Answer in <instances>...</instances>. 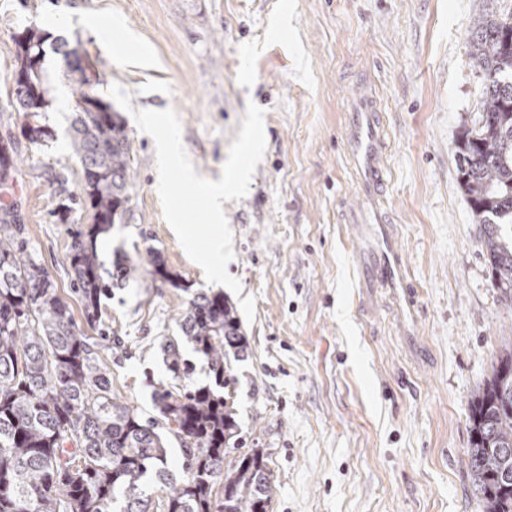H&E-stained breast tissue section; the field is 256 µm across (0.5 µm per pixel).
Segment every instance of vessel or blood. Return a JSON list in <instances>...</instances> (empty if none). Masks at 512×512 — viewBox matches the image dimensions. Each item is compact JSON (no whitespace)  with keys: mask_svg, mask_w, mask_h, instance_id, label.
I'll return each instance as SVG.
<instances>
[{"mask_svg":"<svg viewBox=\"0 0 512 512\" xmlns=\"http://www.w3.org/2000/svg\"><path fill=\"white\" fill-rule=\"evenodd\" d=\"M380 112V104L372 92L363 90L357 94L347 125L351 174L368 204L363 222L369 225L379 246L380 255L372 273L381 287L394 290L401 311L413 319L418 311V290L412 283L405 257L394 246L391 226L379 203L388 187L386 131Z\"/></svg>","mask_w":512,"mask_h":512,"instance_id":"obj_1","label":"vessel or blood"}]
</instances>
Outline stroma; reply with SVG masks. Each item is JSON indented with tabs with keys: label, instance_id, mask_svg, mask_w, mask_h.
<instances>
[{
	"label": "stroma",
	"instance_id": "obj_1",
	"mask_svg": "<svg viewBox=\"0 0 512 512\" xmlns=\"http://www.w3.org/2000/svg\"><path fill=\"white\" fill-rule=\"evenodd\" d=\"M484 0H0V105L9 106L14 35L37 25L80 42L101 95L120 85L136 110L174 109L198 175L217 181L248 103L265 112L266 152L241 200L225 202L227 271L255 297L247 352L230 394L240 433L267 459L268 512H482L467 450L469 405L503 347L512 302L490 286L480 225L457 178L455 141L471 126L481 80L467 59ZM53 138L14 143L15 199L28 236L73 311L70 225L54 212L79 192L69 151L73 88L47 57ZM380 98L388 216L420 286L418 333L401 335L384 289L363 276L377 247L345 213L357 201L343 152L361 85ZM131 199L105 233L104 264L142 270L102 302L119 346L112 392L152 415L170 386L166 338L190 290L215 292L165 221L155 143L126 118ZM62 174L66 185L55 182ZM158 251L182 288L153 279Z\"/></svg>",
	"mask_w": 512,
	"mask_h": 512
}]
</instances>
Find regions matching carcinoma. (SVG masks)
Instances as JSON below:
<instances>
[{"label":"carcinoma","instance_id":"carcinoma-1","mask_svg":"<svg viewBox=\"0 0 512 512\" xmlns=\"http://www.w3.org/2000/svg\"><path fill=\"white\" fill-rule=\"evenodd\" d=\"M512 3L486 0L470 26L468 58L481 76V112L456 143L458 181L483 224L491 287L512 300V49L504 30ZM15 68L29 67L13 87L14 124L33 142L52 136L40 121L48 111L43 65L28 61L47 51L61 56L74 84L76 114L70 150L80 163V192L66 195L55 214L63 223L83 211L88 223L73 231L66 261L71 290L90 341L75 321L36 249L12 195V145L0 143V512H150L143 486L151 475L167 491L160 512H267L274 492L262 452L242 450L234 402L222 390L235 382L233 362L246 339L233 304L217 293L192 294L181 317L182 341L209 367L211 383L192 381L194 367L179 341L166 343L173 383L153 394L145 418L112 395L110 371L100 358L112 338L100 328L102 299L140 271L128 258L107 270L97 240L124 223L130 202V143L123 120L85 74L82 54L63 37L50 39L32 25L15 36ZM152 274L174 288L157 252ZM469 468L482 512H512V348L503 349L491 376L470 405ZM183 452V475L167 470L169 440ZM231 461H226L230 454ZM224 476V502L213 486Z\"/></svg>","mask_w":512,"mask_h":512}]
</instances>
